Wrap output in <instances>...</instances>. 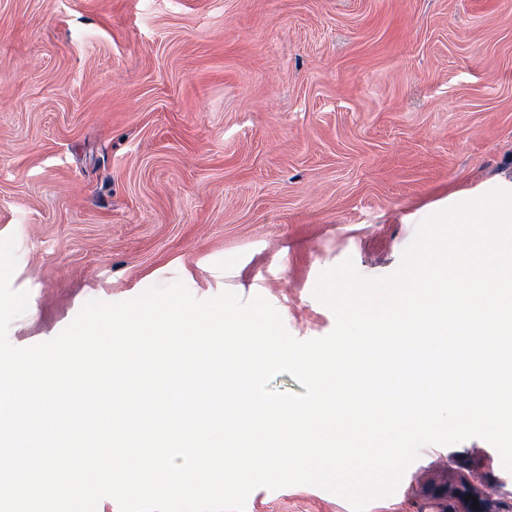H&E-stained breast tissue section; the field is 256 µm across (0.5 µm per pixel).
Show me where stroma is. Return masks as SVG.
<instances>
[{"instance_id": "stroma-1", "label": "stroma", "mask_w": 512, "mask_h": 512, "mask_svg": "<svg viewBox=\"0 0 512 512\" xmlns=\"http://www.w3.org/2000/svg\"><path fill=\"white\" fill-rule=\"evenodd\" d=\"M510 176L512 0H0L14 347L177 280L325 337L321 273L392 274L438 202ZM447 461L512 497L473 437L423 447L366 512H431ZM245 512L352 510L298 484Z\"/></svg>"}]
</instances>
